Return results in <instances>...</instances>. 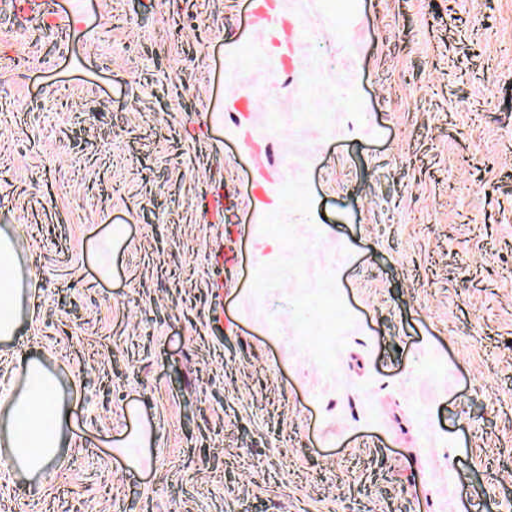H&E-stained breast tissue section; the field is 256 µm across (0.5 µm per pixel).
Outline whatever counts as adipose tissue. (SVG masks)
Wrapping results in <instances>:
<instances>
[{
    "instance_id": "adipose-tissue-1",
    "label": "adipose tissue",
    "mask_w": 512,
    "mask_h": 512,
    "mask_svg": "<svg viewBox=\"0 0 512 512\" xmlns=\"http://www.w3.org/2000/svg\"><path fill=\"white\" fill-rule=\"evenodd\" d=\"M24 381V392L13 400L9 419L0 428V446L6 449L0 465L39 475L57 460L63 409L56 380L49 372L27 366Z\"/></svg>"
}]
</instances>
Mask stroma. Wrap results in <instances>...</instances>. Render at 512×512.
<instances>
[{
	"instance_id": "35a3bbf8",
	"label": "stroma",
	"mask_w": 512,
	"mask_h": 512,
	"mask_svg": "<svg viewBox=\"0 0 512 512\" xmlns=\"http://www.w3.org/2000/svg\"><path fill=\"white\" fill-rule=\"evenodd\" d=\"M0 0V512H512V0ZM60 0H14L13 8L19 14L37 18L42 22L54 24L63 30L66 26V11L59 9ZM21 293V285L16 279L4 282L1 277L0 336H11L16 329ZM25 391L12 402L2 428V466L29 475L46 472L59 454L63 409L55 378L37 365L24 369Z\"/></svg>"
}]
</instances>
